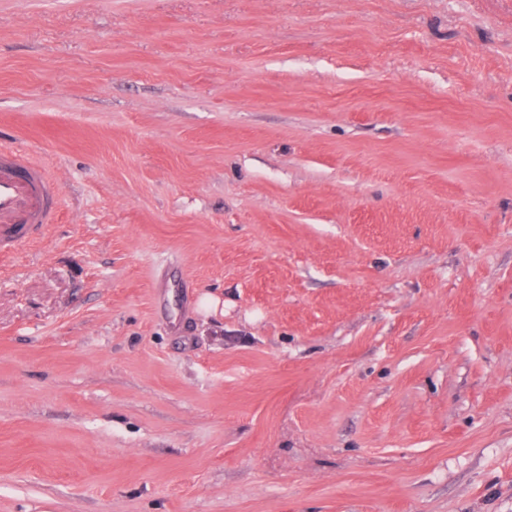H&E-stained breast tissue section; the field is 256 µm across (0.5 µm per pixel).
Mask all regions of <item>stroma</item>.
<instances>
[{
    "instance_id": "stroma-1",
    "label": "stroma",
    "mask_w": 512,
    "mask_h": 512,
    "mask_svg": "<svg viewBox=\"0 0 512 512\" xmlns=\"http://www.w3.org/2000/svg\"><path fill=\"white\" fill-rule=\"evenodd\" d=\"M0 512H512V0H0ZM57 186L32 155L0 149V252L12 251L27 232L53 222Z\"/></svg>"
}]
</instances>
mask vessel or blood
<instances>
[{
	"instance_id": "vessel-or-blood-1",
	"label": "vessel or blood",
	"mask_w": 512,
	"mask_h": 512,
	"mask_svg": "<svg viewBox=\"0 0 512 512\" xmlns=\"http://www.w3.org/2000/svg\"><path fill=\"white\" fill-rule=\"evenodd\" d=\"M57 186L33 156L0 149V252L12 251L29 230L53 222Z\"/></svg>"
}]
</instances>
